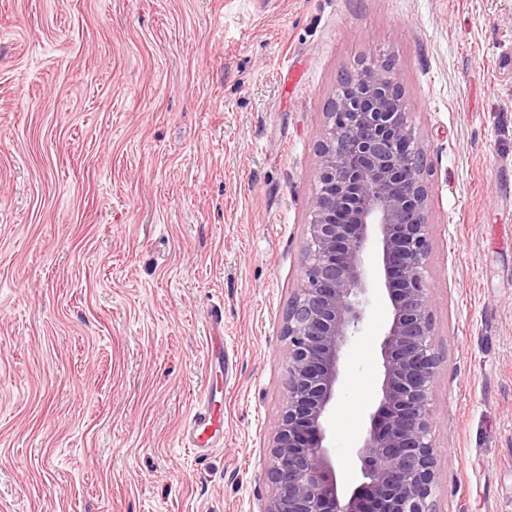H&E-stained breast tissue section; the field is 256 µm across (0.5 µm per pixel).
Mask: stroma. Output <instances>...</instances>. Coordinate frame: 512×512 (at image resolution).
<instances>
[{
    "label": "stroma",
    "instance_id": "stroma-1",
    "mask_svg": "<svg viewBox=\"0 0 512 512\" xmlns=\"http://www.w3.org/2000/svg\"><path fill=\"white\" fill-rule=\"evenodd\" d=\"M509 48L512 0H0V512H264L326 113L386 63L426 153L433 507L512 512ZM371 301L344 487L380 392ZM219 382L224 438L193 454ZM214 396L206 393L201 398L194 415L184 428V446L199 454L201 444L207 442L218 430L224 438V412ZM214 426L216 429H214Z\"/></svg>",
    "mask_w": 512,
    "mask_h": 512
}]
</instances>
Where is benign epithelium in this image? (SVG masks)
<instances>
[{"mask_svg":"<svg viewBox=\"0 0 512 512\" xmlns=\"http://www.w3.org/2000/svg\"><path fill=\"white\" fill-rule=\"evenodd\" d=\"M349 82L354 92L337 94L326 113L304 274L284 318L288 392L274 426L264 512H432L438 356L423 277L430 250L424 151L394 67L366 66ZM377 288L389 301L381 394L354 448L359 478L343 490L331 411L344 350Z\"/></svg>","mask_w":512,"mask_h":512,"instance_id":"obj_1","label":"benign epithelium"}]
</instances>
